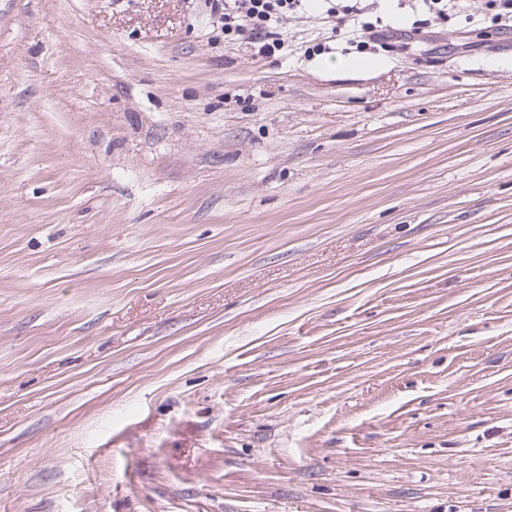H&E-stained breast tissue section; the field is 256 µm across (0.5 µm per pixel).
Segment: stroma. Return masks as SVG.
<instances>
[{"label":"stroma","instance_id":"1","mask_svg":"<svg viewBox=\"0 0 512 512\" xmlns=\"http://www.w3.org/2000/svg\"><path fill=\"white\" fill-rule=\"evenodd\" d=\"M454 2L255 57L0 0V512H512V29Z\"/></svg>","mask_w":512,"mask_h":512}]
</instances>
